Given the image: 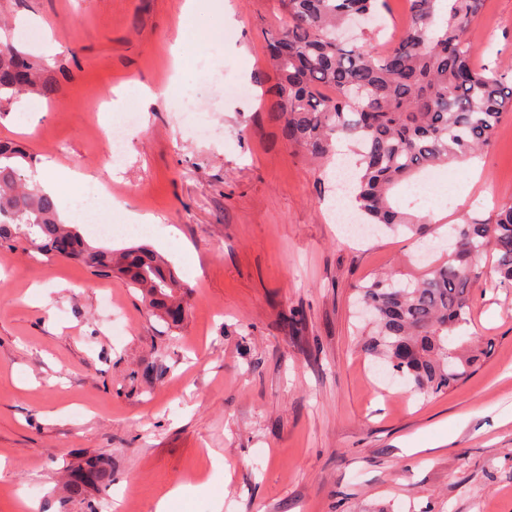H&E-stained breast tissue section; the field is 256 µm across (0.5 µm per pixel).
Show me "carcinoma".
<instances>
[{"label":"carcinoma","instance_id":"1","mask_svg":"<svg viewBox=\"0 0 512 512\" xmlns=\"http://www.w3.org/2000/svg\"><path fill=\"white\" fill-rule=\"evenodd\" d=\"M409 22L383 52L344 39L339 29L360 16L374 20L387 0H282L288 21L266 46L275 82L270 110L283 120L284 139L313 159L333 143H352L358 156L347 194L368 224L394 232L424 229L426 221L392 205L390 190L410 176L491 146L503 113L512 110V73L471 64L463 34L483 0H406ZM25 92L51 98L55 84L33 57L0 43V107ZM36 158L25 147L0 142V244L21 238L48 258L80 262L92 274L116 277L140 291L153 314L176 327L189 308V289L165 258L145 245L120 252L93 247L61 221L55 200L24 182ZM454 249L425 274L401 281L387 272L358 289L372 318L367 355L428 398L469 379L492 346L455 343L468 325L478 262L496 258L499 283L512 285V203L492 219L454 227ZM66 500L112 484L111 458L98 455L67 466Z\"/></svg>","mask_w":512,"mask_h":512}]
</instances>
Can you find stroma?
Masks as SVG:
<instances>
[{"instance_id":"1","label":"stroma","mask_w":512,"mask_h":512,"mask_svg":"<svg viewBox=\"0 0 512 512\" xmlns=\"http://www.w3.org/2000/svg\"><path fill=\"white\" fill-rule=\"evenodd\" d=\"M183 2L0 0V42L39 57L57 87L0 114V141H21L40 166L98 172L108 146L90 135L104 122L94 95L125 82L165 90L145 107L127 99L142 122L109 195L88 183L60 196L77 198L87 243L147 245L190 290L172 328L116 278L0 248V512H57L64 467L102 453L112 483L91 497L123 512H154L179 485L190 491L169 512L218 500L223 512H512V287L490 277L492 258L462 331L492 354L449 393L423 399L385 376L361 349L355 303L375 275L419 278L452 226L512 203V112L481 155L439 167L445 186L416 206L409 184L394 190L427 219L423 234L352 242L334 220L343 158L311 161L260 99L280 0H206L177 85L167 44ZM26 19L62 51L18 36ZM464 37L474 66L512 71V0H485ZM188 94L210 138L183 119ZM109 197L159 224L126 231Z\"/></svg>"}]
</instances>
